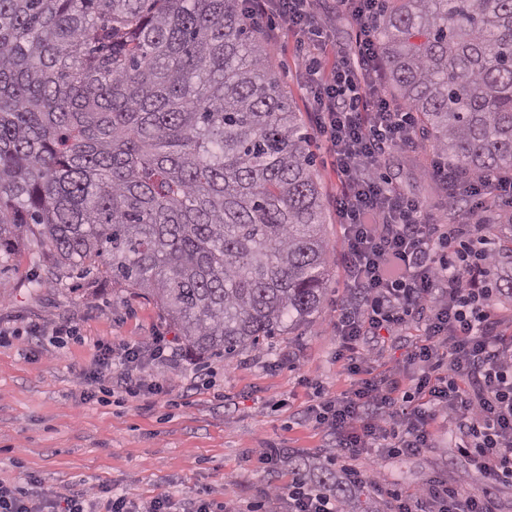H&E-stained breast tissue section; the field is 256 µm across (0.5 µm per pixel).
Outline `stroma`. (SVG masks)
<instances>
[{"label": "stroma", "instance_id": "obj_1", "mask_svg": "<svg viewBox=\"0 0 512 512\" xmlns=\"http://www.w3.org/2000/svg\"><path fill=\"white\" fill-rule=\"evenodd\" d=\"M261 36L278 39L272 69L311 137L331 262L319 311L259 348L226 359L210 357L184 345L178 327L154 299L110 280L34 285L37 249L29 241L19 242L10 254H0V329L20 332L0 346V479L33 471L54 487L101 484L136 499L164 493L183 498L208 488L243 510L261 502L269 481L253 459L257 449L273 443L312 462L337 455L334 443L307 414L313 385L340 394L355 382L336 359L334 323L348 298L344 228L334 201L336 172L312 127L306 53L299 37L272 33L266 20ZM416 154L412 144L395 150L379 173L407 196L437 200L439 191ZM62 323L71 324L74 334L58 346L47 333ZM35 325L46 334L32 340L27 331ZM424 332L425 322L417 318L403 330L382 335L370 346L364 378L404 367L407 351ZM157 336L177 351L175 359L148 369L164 394L135 396L121 384L104 381L99 392L87 396L98 344ZM454 443L443 428L432 447L417 455L365 454L356 465L386 483L415 489L432 478L452 480L468 470Z\"/></svg>", "mask_w": 512, "mask_h": 512}]
</instances>
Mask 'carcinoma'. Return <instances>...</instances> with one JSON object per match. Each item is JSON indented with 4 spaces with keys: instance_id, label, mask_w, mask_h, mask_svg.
<instances>
[{
    "instance_id": "carcinoma-1",
    "label": "carcinoma",
    "mask_w": 512,
    "mask_h": 512,
    "mask_svg": "<svg viewBox=\"0 0 512 512\" xmlns=\"http://www.w3.org/2000/svg\"><path fill=\"white\" fill-rule=\"evenodd\" d=\"M258 27L240 0H0V250L151 295L200 354L309 320L321 194ZM376 33L448 172L512 169V0H384ZM491 287L512 298V233Z\"/></svg>"
}]
</instances>
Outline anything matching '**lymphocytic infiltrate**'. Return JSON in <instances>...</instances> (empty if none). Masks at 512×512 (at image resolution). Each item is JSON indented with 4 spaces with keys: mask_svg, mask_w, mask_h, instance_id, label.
Instances as JSON below:
<instances>
[{
    "mask_svg": "<svg viewBox=\"0 0 512 512\" xmlns=\"http://www.w3.org/2000/svg\"><path fill=\"white\" fill-rule=\"evenodd\" d=\"M336 2L356 25L357 52L333 63L322 55L328 24L315 15L312 0H251L250 11L276 15L316 52L305 82L313 95V126L328 143L336 170L351 296L336 320L338 357L348 373L358 374L370 360L366 336L392 332L416 316L427 321L424 338L407 354L413 374L396 370L340 395L315 388L307 412L317 428L336 437L346 479L371 484L392 500L394 512H500L490 490L512 486V333L496 315L489 282L496 252L480 222L435 223L421 201L379 177L385 154L411 140L417 116L383 91L370 23L380 0ZM465 198L477 209L489 200L512 202V177L475 175L449 195V211H458ZM172 355L159 338L98 347L100 366L119 364L122 382L151 395L162 387L148 380V364ZM441 423L454 435L457 453L483 477V489L461 478L407 493L352 464L363 453L415 454L431 446ZM264 498L286 512H337L331 492L297 476L271 486ZM0 512L237 510L209 489L178 500L167 494L137 500L93 487L63 495L26 473L13 482L0 480Z\"/></svg>",
    "mask_w": 512,
    "mask_h": 512,
    "instance_id": "f902f5d3",
    "label": "lymphocytic infiltrate"
}]
</instances>
